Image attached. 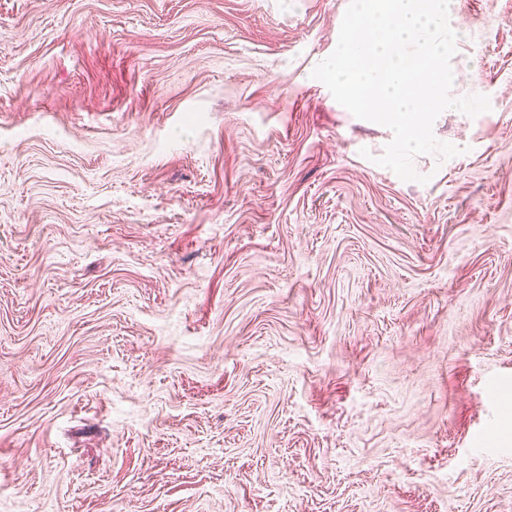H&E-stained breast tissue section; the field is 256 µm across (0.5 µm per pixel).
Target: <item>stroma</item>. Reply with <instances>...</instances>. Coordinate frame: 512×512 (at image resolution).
I'll return each instance as SVG.
<instances>
[{"mask_svg":"<svg viewBox=\"0 0 512 512\" xmlns=\"http://www.w3.org/2000/svg\"><path fill=\"white\" fill-rule=\"evenodd\" d=\"M348 5L0 0V512H512V0L424 184Z\"/></svg>","mask_w":512,"mask_h":512,"instance_id":"stroma-1","label":"stroma"}]
</instances>
